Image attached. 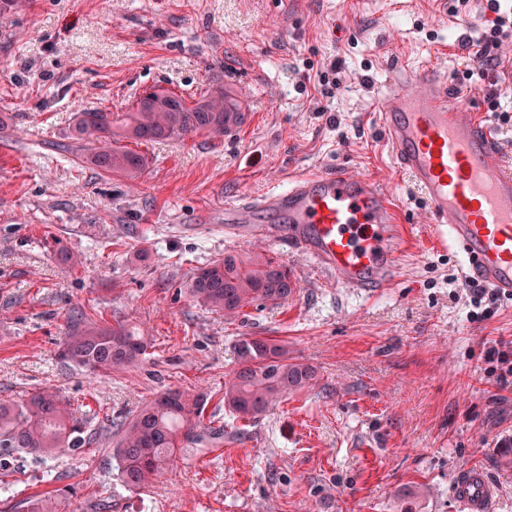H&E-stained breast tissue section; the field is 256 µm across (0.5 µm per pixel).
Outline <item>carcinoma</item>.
Returning a JSON list of instances; mask_svg holds the SVG:
<instances>
[{
    "mask_svg": "<svg viewBox=\"0 0 512 512\" xmlns=\"http://www.w3.org/2000/svg\"><path fill=\"white\" fill-rule=\"evenodd\" d=\"M224 87L191 102L169 94L163 110L144 103L128 112L87 110L77 114V137L91 144L87 161L105 173L136 177L146 157L117 146L122 139L159 142L189 133L224 134ZM196 303L225 318L245 307L280 306L295 288L288 266L260 255L233 253L195 270L187 284ZM145 337L123 325L102 327L86 322L74 327L62 358L91 373H109L137 363L146 353ZM237 369L224 379V408L232 418L253 422L291 394L317 381V370L288 356V346L267 337L244 336L236 347ZM203 398L167 390L145 404L120 428L114 456L123 485L140 490L184 449L206 439L224 440V428L203 424ZM87 421L76 415L56 390L42 388L13 401H0V453L53 456L93 444Z\"/></svg>",
    "mask_w": 512,
    "mask_h": 512,
    "instance_id": "obj_1",
    "label": "carcinoma"
}]
</instances>
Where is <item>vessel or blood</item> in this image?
Segmentation results:
<instances>
[{"mask_svg":"<svg viewBox=\"0 0 512 512\" xmlns=\"http://www.w3.org/2000/svg\"><path fill=\"white\" fill-rule=\"evenodd\" d=\"M428 66L400 69L377 88L375 107L396 167L433 224L465 258V280L512 296V164L488 119ZM242 236L288 242L345 287L370 294L394 281L404 227L391 195L374 179L341 169L296 176L225 206ZM493 487L478 471L459 474L463 512H491Z\"/></svg>","mask_w":512,"mask_h":512,"instance_id":"1","label":"vessel or blood"}]
</instances>
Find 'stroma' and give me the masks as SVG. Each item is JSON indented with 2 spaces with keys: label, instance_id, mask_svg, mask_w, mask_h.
Instances as JSON below:
<instances>
[{
  "label": "stroma",
  "instance_id": "obj_1",
  "mask_svg": "<svg viewBox=\"0 0 512 512\" xmlns=\"http://www.w3.org/2000/svg\"><path fill=\"white\" fill-rule=\"evenodd\" d=\"M23 0L0 21V399L57 389L86 416L93 445L0 468V501L49 498L59 512H461L460 472L498 488L512 512V387L489 347L512 344V299L475 313L462 256L438 240L393 165L370 95L397 65L424 61L464 83L487 112L498 74L446 45L480 17L458 0ZM341 63L342 87L319 72ZM233 87L248 118L221 136L144 143L136 179L84 159L78 112H126L151 87L199 97ZM374 178L407 220L392 287L337 283L287 244L224 228V206L313 170ZM287 265L288 302L240 318L184 286L224 253ZM135 329L142 360L91 374L60 360L77 316ZM287 343L318 381L254 423L224 410L235 343ZM167 388L205 398L224 441L187 449L129 491L113 457L117 425Z\"/></svg>",
  "mask_w": 512,
  "mask_h": 512
}]
</instances>
